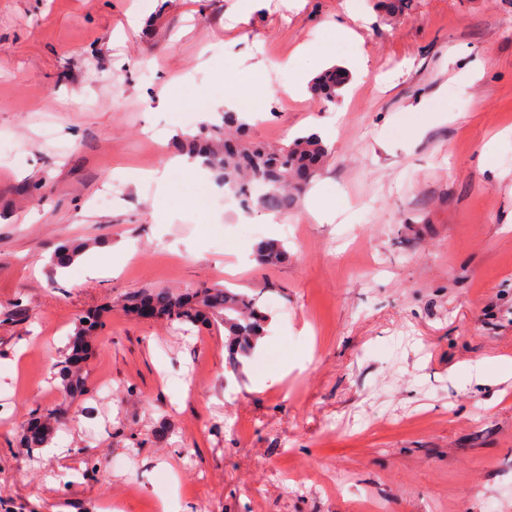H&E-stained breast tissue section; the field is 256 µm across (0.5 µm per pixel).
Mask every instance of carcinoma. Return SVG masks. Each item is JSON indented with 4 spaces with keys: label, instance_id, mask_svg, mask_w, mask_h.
I'll list each match as a JSON object with an SVG mask.
<instances>
[{
    "label": "carcinoma",
    "instance_id": "obj_1",
    "mask_svg": "<svg viewBox=\"0 0 512 512\" xmlns=\"http://www.w3.org/2000/svg\"><path fill=\"white\" fill-rule=\"evenodd\" d=\"M347 73L331 67L313 83V93L320 100H332L344 84ZM248 123L237 112H224L222 124H202L197 132L185 139L190 159L200 160L215 182L235 192L243 211L258 206L270 212L285 214L297 207L300 194L320 173L328 155L318 137H298L291 144L271 147L246 138ZM256 259L264 266H276L288 261V252L274 240L260 242ZM149 307L154 317L180 323H224L227 343L232 353L233 367L252 355L257 341L265 335L269 315L257 304V299L244 292L204 285L190 294H175L167 289L136 294L127 299V310L138 314ZM66 388L74 391L81 379L74 373L76 365L70 357L56 364ZM37 419L42 424L26 432L24 443L31 449L44 447L53 424L60 421L54 410H46Z\"/></svg>",
    "mask_w": 512,
    "mask_h": 512
}]
</instances>
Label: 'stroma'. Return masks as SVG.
I'll return each instance as SVG.
<instances>
[{
    "label": "stroma",
    "instance_id": "stroma-1",
    "mask_svg": "<svg viewBox=\"0 0 512 512\" xmlns=\"http://www.w3.org/2000/svg\"><path fill=\"white\" fill-rule=\"evenodd\" d=\"M356 4L0 0V512H512V374L472 368L512 361V0ZM343 25L367 73L288 95ZM228 94L270 146L329 126L278 223L181 149ZM62 244L95 258L58 274ZM203 283L271 317L243 367L222 323L124 307ZM92 313L72 393L54 364ZM54 408L57 453L29 451ZM256 259L261 265L276 266L288 261V252L278 241H262L256 247ZM60 415L54 410H46L33 419L42 421V424L35 431H27L24 443L32 450L42 448L48 443V437L53 428V424L60 421Z\"/></svg>",
    "mask_w": 512,
    "mask_h": 512
}]
</instances>
